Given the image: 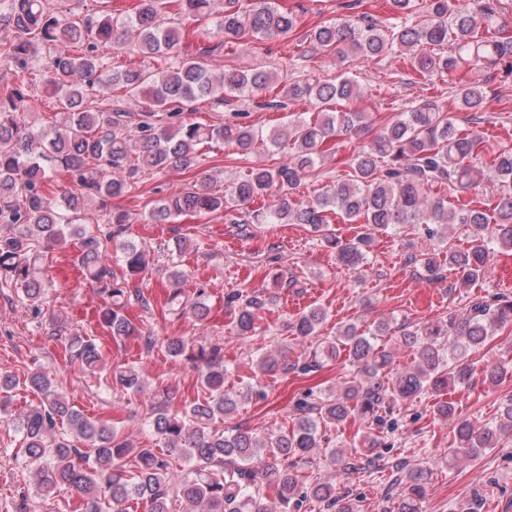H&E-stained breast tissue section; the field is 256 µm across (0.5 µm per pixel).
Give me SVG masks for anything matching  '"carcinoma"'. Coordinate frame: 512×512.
Listing matches in <instances>:
<instances>
[{
    "label": "carcinoma",
    "mask_w": 512,
    "mask_h": 512,
    "mask_svg": "<svg viewBox=\"0 0 512 512\" xmlns=\"http://www.w3.org/2000/svg\"><path fill=\"white\" fill-rule=\"evenodd\" d=\"M138 0L123 19L101 9L91 15L69 13L58 18L47 0H0V68L14 77V87L0 95V288L15 287L30 314L42 315L44 281L35 275V262L48 259L50 243L75 235L81 240L79 264L86 279L103 297L97 326L112 338L139 336L146 351L164 341L173 358L196 365L202 397L169 410L170 389H161L163 404L152 407L148 426L163 447L135 448L118 429L75 409L59 391L56 376L36 369L24 384L41 395L12 418L21 434L20 448L35 494L66 492L79 500L80 512H130V503L143 502L148 512H300L309 498L330 510L356 512L340 502L333 479L306 482L300 467L328 446L325 457L335 472L360 470L352 454L330 447L324 430L349 419L366 429L355 453L381 447L382 434L394 432L395 404L431 390L442 392L467 384L474 369L471 351L512 325V297H476L465 312L448 314L399 336L400 346L413 354L406 367L394 364L391 350L378 344L390 324L380 321L365 334L354 324L318 342L311 358L300 362L267 353L257 358V373L281 370L306 374L326 360L343 356L354 370L353 380L319 394L307 392L293 405L295 423L277 434L261 436L249 429H219L217 421L252 400L253 385L224 389V353L218 341L196 343L182 337L163 340L144 330L125 314L126 303L145 304L140 291L128 289L149 267L146 249L132 241L112 244L122 226L131 223L127 211L107 209V199L123 197L146 175L201 167L203 148L223 141L249 153L259 139L254 129L237 123L207 124L183 117L207 102L215 108L252 101L259 108H282L285 102L308 100L318 114L308 119L288 115V123L266 138L272 147L291 146L292 157L278 166L251 167L229 190L217 177L204 173L198 187L186 188L157 201L144 219L168 224L192 213L224 212L226 224H305L336 250V261L355 270L367 261L375 236L399 224H422L428 240L443 241L457 228L467 246H450L438 254L421 252L409 261L421 265L431 279L449 270L454 288H468L486 275L491 251H512V150L493 158L497 184L493 208L448 205L428 195L435 185L469 188L478 182L483 137L459 128L457 113L479 119L487 95L477 81L454 91L456 111L431 97L410 104L386 124L369 144L355 150L350 171L325 186L313 201L295 203L291 195L321 162L325 150L367 128V114L339 109V103L362 96L363 88L350 77L288 80L254 68L217 72L203 59L218 46H202L187 54L180 50L184 23L218 15L217 30L224 42L247 36L256 40L283 38L297 31L298 10L280 9L273 0ZM395 22L384 24L370 15L345 16L317 25L301 35L308 51L342 59L352 52L365 59L405 52L412 68L424 78L461 69L512 68V32L498 22L502 0H393ZM176 13H170V7ZM135 47L147 65L117 69L112 48ZM48 61L42 77L34 61L42 52ZM279 83L281 100H265ZM39 87L58 103L59 119L37 126L26 120L27 91ZM66 174L73 188L60 199L50 196L54 177ZM273 198L258 209L257 200ZM350 224L364 220L352 238L332 228L331 217ZM115 247V255L108 253ZM121 264L116 273L110 260ZM175 288L169 291V310L195 321L207 320L210 308L201 294L190 295L181 284L186 272L176 262L168 267ZM273 302L260 294L233 291L227 306L240 336L258 329L261 312ZM327 311L312 305L288 323L292 334L308 339L326 320ZM67 350L70 362L90 377L100 374L103 355L92 329L74 333ZM112 388L138 394L145 381L133 365L112 371ZM436 415L453 422L452 460L477 456L497 446L501 434L512 432V399L504 403L499 422L476 425L443 401ZM83 447H78L77 443ZM186 462L172 468V456ZM403 490L394 512H422L431 472L405 469ZM341 506H336V503Z\"/></svg>",
    "instance_id": "carcinoma-1"
}]
</instances>
